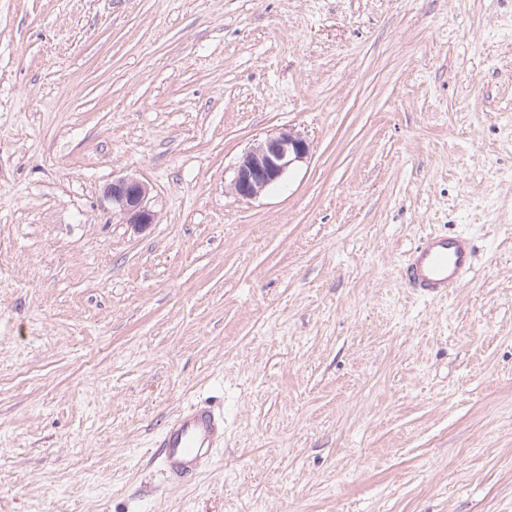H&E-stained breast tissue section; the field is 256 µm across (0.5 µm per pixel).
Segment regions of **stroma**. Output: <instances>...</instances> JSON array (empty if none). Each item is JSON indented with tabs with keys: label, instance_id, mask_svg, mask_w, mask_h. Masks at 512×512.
<instances>
[{
	"label": "stroma",
	"instance_id": "stroma-1",
	"mask_svg": "<svg viewBox=\"0 0 512 512\" xmlns=\"http://www.w3.org/2000/svg\"><path fill=\"white\" fill-rule=\"evenodd\" d=\"M434 232L475 265L420 297ZM0 512H512V0H0ZM309 142L299 133L282 130L257 141L240 158L233 189L241 199L250 200L278 184L299 161L309 154ZM148 187L140 180L123 176L112 179L105 189V197L112 202V209L118 210L126 224L145 228L154 224V213L147 206ZM474 266V249L463 234L429 233L410 253L404 268L409 288L425 295H449ZM224 437V413L197 402L175 416L154 444L155 456L172 480L192 479Z\"/></svg>",
	"mask_w": 512,
	"mask_h": 512
}]
</instances>
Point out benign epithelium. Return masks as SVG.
<instances>
[{
	"label": "benign epithelium",
	"mask_w": 512,
	"mask_h": 512,
	"mask_svg": "<svg viewBox=\"0 0 512 512\" xmlns=\"http://www.w3.org/2000/svg\"><path fill=\"white\" fill-rule=\"evenodd\" d=\"M309 142L290 130L271 133L257 141L240 158L233 180L237 196L250 200L278 184L297 162L309 154ZM148 187L140 180L123 176L112 180L105 197L119 211L125 223L145 228L154 223L147 206Z\"/></svg>",
	"instance_id": "7a95c632"
}]
</instances>
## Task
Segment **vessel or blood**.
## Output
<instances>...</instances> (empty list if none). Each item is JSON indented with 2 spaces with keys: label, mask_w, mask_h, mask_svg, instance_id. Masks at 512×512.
I'll return each instance as SVG.
<instances>
[{
  "label": "vessel or blood",
  "mask_w": 512,
  "mask_h": 512,
  "mask_svg": "<svg viewBox=\"0 0 512 512\" xmlns=\"http://www.w3.org/2000/svg\"><path fill=\"white\" fill-rule=\"evenodd\" d=\"M474 266V249L462 234H427L410 253L403 274L407 285L425 295H447ZM224 437V415L197 402L175 416L157 438L155 456L173 480L192 479Z\"/></svg>",
  "instance_id": "b4317fda"
}]
</instances>
